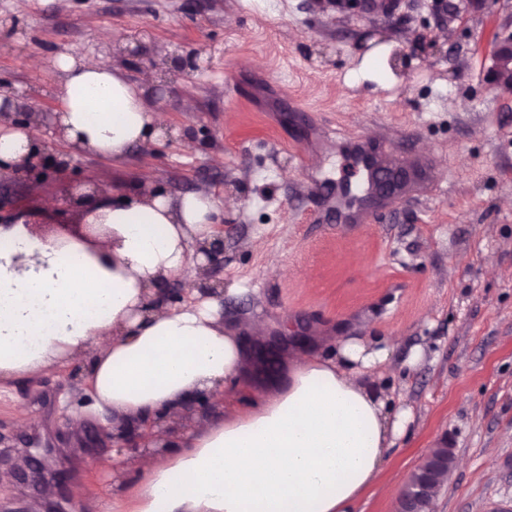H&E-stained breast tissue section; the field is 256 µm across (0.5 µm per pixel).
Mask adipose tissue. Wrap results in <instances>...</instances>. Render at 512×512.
<instances>
[{
  "instance_id": "obj_1",
  "label": "adipose tissue",
  "mask_w": 512,
  "mask_h": 512,
  "mask_svg": "<svg viewBox=\"0 0 512 512\" xmlns=\"http://www.w3.org/2000/svg\"><path fill=\"white\" fill-rule=\"evenodd\" d=\"M55 67L73 150L118 161L164 134L165 112L103 58L61 55ZM38 150L33 124L0 125V170L22 172ZM71 200L104 228L96 248L0 229V382L81 358L93 407L149 427L144 452L110 473L108 512H354L411 419L365 383L389 368L387 348L356 337L300 351L242 408L249 347L217 301L158 300L205 264L219 234L214 196H171L147 180L113 190L104 171ZM202 395L222 396V414L185 424Z\"/></svg>"
}]
</instances>
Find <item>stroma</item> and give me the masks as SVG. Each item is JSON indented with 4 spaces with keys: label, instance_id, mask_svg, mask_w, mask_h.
<instances>
[{
    "label": "stroma",
    "instance_id": "1",
    "mask_svg": "<svg viewBox=\"0 0 512 512\" xmlns=\"http://www.w3.org/2000/svg\"><path fill=\"white\" fill-rule=\"evenodd\" d=\"M429 4L403 0L390 19L315 0H0V85L19 95L0 122L32 113L41 159L58 166L0 177V224L22 214L41 238L81 233L68 193L105 169L119 189L147 177L172 196L212 193L224 260L184 280L219 289L226 324L262 325L281 363L341 336L390 349L375 386L413 420L356 512H395L383 484L448 435L459 464L436 512H512V89L489 81L512 0L442 21ZM62 54L104 57L134 82L152 73L145 95L166 112V136L111 166L69 155L56 125ZM326 127L429 157L438 189L369 224L321 219L298 153L323 185L356 179L344 141H321ZM83 382L76 359L0 383V467L13 472L0 512H81L75 483L111 498L109 472L128 458Z\"/></svg>",
    "mask_w": 512,
    "mask_h": 512
}]
</instances>
